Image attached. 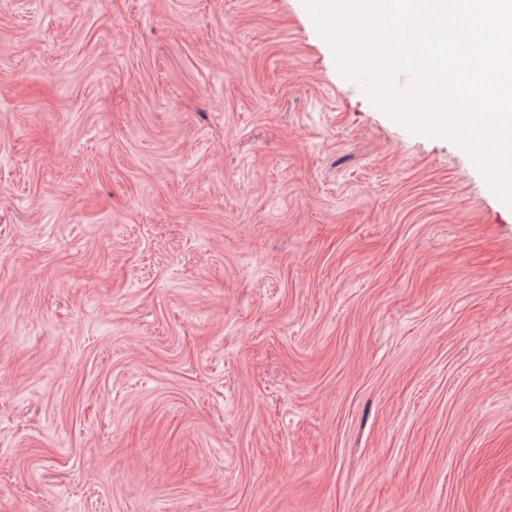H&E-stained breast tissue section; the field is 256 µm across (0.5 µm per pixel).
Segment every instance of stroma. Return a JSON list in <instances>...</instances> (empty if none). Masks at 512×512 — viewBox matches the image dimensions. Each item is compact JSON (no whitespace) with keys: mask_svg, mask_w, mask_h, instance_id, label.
I'll return each instance as SVG.
<instances>
[{"mask_svg":"<svg viewBox=\"0 0 512 512\" xmlns=\"http://www.w3.org/2000/svg\"><path fill=\"white\" fill-rule=\"evenodd\" d=\"M0 512H512V208L303 0H0Z\"/></svg>","mask_w":512,"mask_h":512,"instance_id":"35a3bbf8","label":"stroma"}]
</instances>
